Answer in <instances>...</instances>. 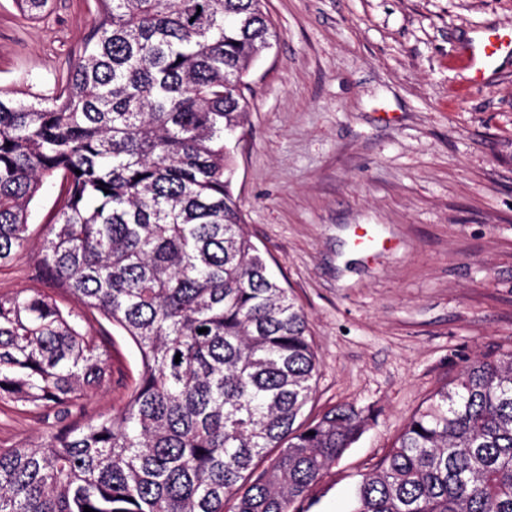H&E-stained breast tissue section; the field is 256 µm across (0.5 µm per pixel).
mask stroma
<instances>
[{
    "label": "stroma",
    "mask_w": 512,
    "mask_h": 512,
    "mask_svg": "<svg viewBox=\"0 0 512 512\" xmlns=\"http://www.w3.org/2000/svg\"><path fill=\"white\" fill-rule=\"evenodd\" d=\"M276 35L250 69L232 191L246 231L310 323L308 417L339 403L376 420L315 485L309 512H350L408 418L473 359L512 349V56L472 83L454 59L512 30V0H265ZM96 0L32 22L0 0V87L34 93L73 63ZM59 186L45 184L0 294L39 285ZM375 241L353 248L358 227ZM112 383L74 411L122 408L139 377L111 328ZM53 423L0 403V448Z\"/></svg>",
    "instance_id": "stroma-1"
}]
</instances>
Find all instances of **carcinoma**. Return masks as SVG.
Returning <instances> with one entry per match:
<instances>
[{
  "label": "carcinoma",
  "mask_w": 512,
  "mask_h": 512,
  "mask_svg": "<svg viewBox=\"0 0 512 512\" xmlns=\"http://www.w3.org/2000/svg\"><path fill=\"white\" fill-rule=\"evenodd\" d=\"M15 2L32 21L53 4ZM97 2L53 88H0V268L59 178L43 275L81 305L0 294V402L65 414L112 382L88 310L142 370L122 409L0 448V512H290L371 411L302 421L318 371L308 321L231 191L247 72L274 36L264 0ZM353 512H512V351L472 360L409 418Z\"/></svg>",
  "instance_id": "carcinoma-1"
}]
</instances>
